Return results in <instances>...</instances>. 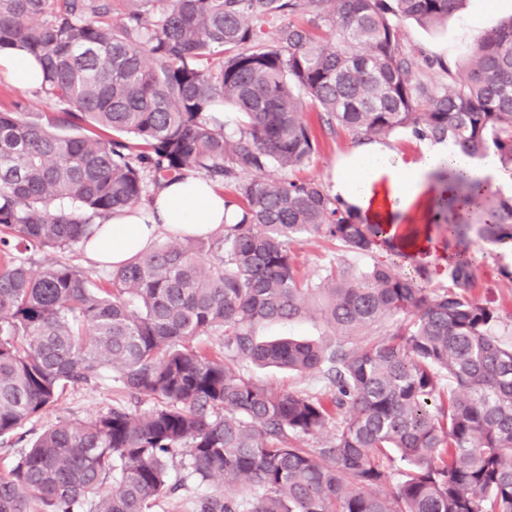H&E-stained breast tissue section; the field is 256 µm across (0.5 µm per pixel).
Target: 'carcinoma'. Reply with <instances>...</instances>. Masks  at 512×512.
Listing matches in <instances>:
<instances>
[{
    "instance_id": "carcinoma-1",
    "label": "carcinoma",
    "mask_w": 512,
    "mask_h": 512,
    "mask_svg": "<svg viewBox=\"0 0 512 512\" xmlns=\"http://www.w3.org/2000/svg\"><path fill=\"white\" fill-rule=\"evenodd\" d=\"M137 2L114 23L112 0H0V50L33 57L43 94L69 106L44 122L0 111V447L69 385L105 377L150 404L50 425L0 472V512H152L189 478L216 491L180 512H512V344L494 336L512 311L477 301L470 255L473 236L512 250V199L466 170L439 176L454 250L432 289L393 247L399 263L301 275L307 235L371 257L384 228L320 182L257 177L311 161L307 102L360 142L451 139L512 177V18L428 84L400 23L437 26L463 0ZM219 103L238 113L231 134ZM190 174L235 183L237 223L103 275L19 257L72 251ZM318 319L325 340L255 336ZM213 333L222 357L194 345ZM244 362L317 373L325 391L268 388Z\"/></svg>"
}]
</instances>
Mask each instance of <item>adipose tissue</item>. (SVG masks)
<instances>
[{
	"label": "adipose tissue",
	"mask_w": 512,
	"mask_h": 512,
	"mask_svg": "<svg viewBox=\"0 0 512 512\" xmlns=\"http://www.w3.org/2000/svg\"><path fill=\"white\" fill-rule=\"evenodd\" d=\"M444 166L470 167L474 176L512 193L495 156L470 165L454 141L425 142L417 157L399 154L386 143L355 146L337 167L332 196L350 206L360 221L383 225L387 238L408 253L436 258L429 232L410 233V209L427 193L430 176ZM225 196L215 183L188 176L158 189L152 201L113 215L86 245L96 262L119 268L151 247L160 232L206 237L232 222L236 207H225Z\"/></svg>",
	"instance_id": "adipose-tissue-1"
}]
</instances>
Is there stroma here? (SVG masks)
I'll list each match as a JSON object with an SVG mask.
<instances>
[{
    "mask_svg": "<svg viewBox=\"0 0 512 512\" xmlns=\"http://www.w3.org/2000/svg\"><path fill=\"white\" fill-rule=\"evenodd\" d=\"M512 16V0H466L462 9L448 22L426 28L415 21H403L399 28L402 45L415 52L423 67L421 81L446 80L441 62L463 63L469 48L479 34L494 31ZM306 119L317 137V152L312 161L295 171L303 180L329 183L337 159L354 145L352 135L340 127H329L321 112L314 107L305 110ZM471 253L476 261L474 294L478 301L491 308L512 309V252L495 248L481 241L474 242ZM295 263L301 274L316 275L334 265L340 251L334 241L319 234L308 236L294 248ZM246 370L258 383L275 389H302L317 393L324 382L315 374L299 376L284 370L247 365ZM124 395L107 381L68 388L50 414L37 417L25 426L29 437H36L57 419L86 420L123 400Z\"/></svg>",
    "mask_w": 512,
    "mask_h": 512,
    "instance_id": "obj_1",
    "label": "stroma"
}]
</instances>
